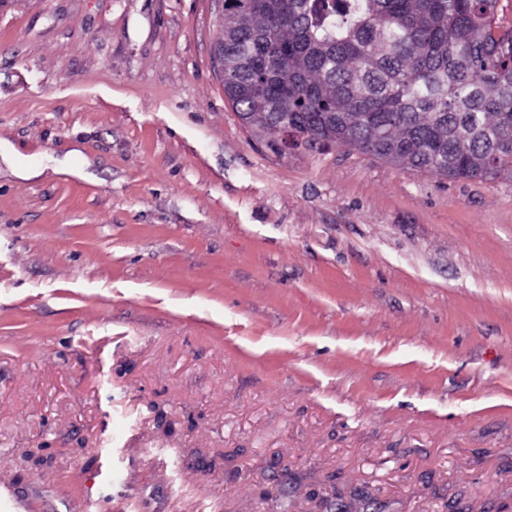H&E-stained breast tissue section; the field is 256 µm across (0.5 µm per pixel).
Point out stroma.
<instances>
[{
    "mask_svg": "<svg viewBox=\"0 0 512 512\" xmlns=\"http://www.w3.org/2000/svg\"><path fill=\"white\" fill-rule=\"evenodd\" d=\"M218 17L0 0V512H512V181L272 153Z\"/></svg>",
    "mask_w": 512,
    "mask_h": 512,
    "instance_id": "1",
    "label": "stroma"
}]
</instances>
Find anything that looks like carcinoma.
<instances>
[{
    "mask_svg": "<svg viewBox=\"0 0 512 512\" xmlns=\"http://www.w3.org/2000/svg\"><path fill=\"white\" fill-rule=\"evenodd\" d=\"M500 0H232L224 95L269 143L331 141L448 179L512 178Z\"/></svg>",
    "mask_w": 512,
    "mask_h": 512,
    "instance_id": "1",
    "label": "carcinoma"
}]
</instances>
